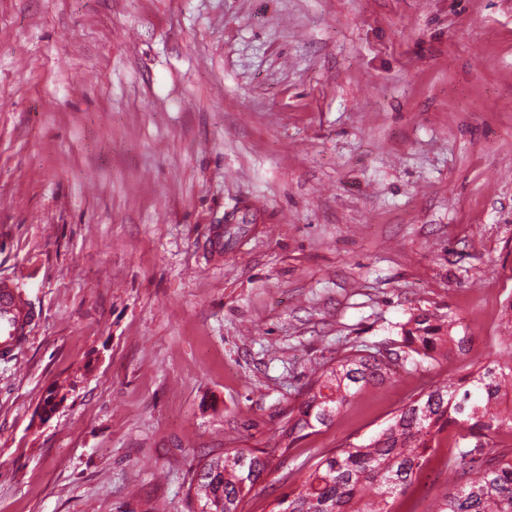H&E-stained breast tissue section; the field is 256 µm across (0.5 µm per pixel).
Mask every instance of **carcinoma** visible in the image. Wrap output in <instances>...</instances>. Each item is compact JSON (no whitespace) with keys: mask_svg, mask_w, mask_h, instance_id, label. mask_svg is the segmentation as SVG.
I'll list each match as a JSON object with an SVG mask.
<instances>
[{"mask_svg":"<svg viewBox=\"0 0 512 512\" xmlns=\"http://www.w3.org/2000/svg\"><path fill=\"white\" fill-rule=\"evenodd\" d=\"M508 335L498 337L497 359L470 362V372L400 408L366 443H350L322 455L307 477L274 501L270 512H389V499L411 486L424 470L428 451L440 447L450 427L474 445L457 448L448 467L460 483L442 497L436 512H512V459L484 451L493 435L512 432V305L503 313ZM455 321L429 313L401 327L396 359L352 353L322 367L307 398L289 411L280 441L269 448H226L205 458L195 474L201 512H241L245 496L268 472L271 457L285 455L307 430L328 426L357 394L386 383L394 367H415L444 347L469 358L471 337L457 336Z\"/></svg>","mask_w":512,"mask_h":512,"instance_id":"obj_1","label":"carcinoma"}]
</instances>
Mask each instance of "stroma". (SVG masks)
Segmentation results:
<instances>
[{
	"instance_id": "stroma-1",
	"label": "stroma",
	"mask_w": 512,
	"mask_h": 512,
	"mask_svg": "<svg viewBox=\"0 0 512 512\" xmlns=\"http://www.w3.org/2000/svg\"><path fill=\"white\" fill-rule=\"evenodd\" d=\"M3 278L39 319L0 358V512H199L204 455L275 444L315 365L422 312L497 335L512 0H0ZM467 371L396 369L241 512ZM442 438L391 512L455 490Z\"/></svg>"
}]
</instances>
